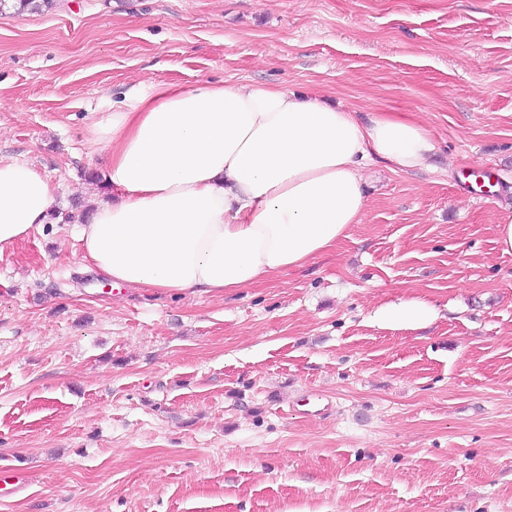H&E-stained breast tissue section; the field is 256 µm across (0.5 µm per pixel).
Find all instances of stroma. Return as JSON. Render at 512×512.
I'll return each instance as SVG.
<instances>
[{
  "label": "stroma",
  "instance_id": "obj_1",
  "mask_svg": "<svg viewBox=\"0 0 512 512\" xmlns=\"http://www.w3.org/2000/svg\"><path fill=\"white\" fill-rule=\"evenodd\" d=\"M260 83L417 119L336 250L224 297L110 287L79 219L137 82ZM0 159L54 189L0 253V512H512V0H57L0 11ZM487 170L502 189L463 195ZM412 298L431 323L374 315ZM327 404L312 413L314 403Z\"/></svg>",
  "mask_w": 512,
  "mask_h": 512
}]
</instances>
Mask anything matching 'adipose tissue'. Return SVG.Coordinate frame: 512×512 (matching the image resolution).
<instances>
[{
    "instance_id": "ef3b65f1",
    "label": "adipose tissue",
    "mask_w": 512,
    "mask_h": 512,
    "mask_svg": "<svg viewBox=\"0 0 512 512\" xmlns=\"http://www.w3.org/2000/svg\"><path fill=\"white\" fill-rule=\"evenodd\" d=\"M113 193L80 228L116 286L221 296L330 253L361 223L364 167H426L418 121L367 116L264 84L133 85L93 125ZM31 163L0 159V252L49 219Z\"/></svg>"
}]
</instances>
